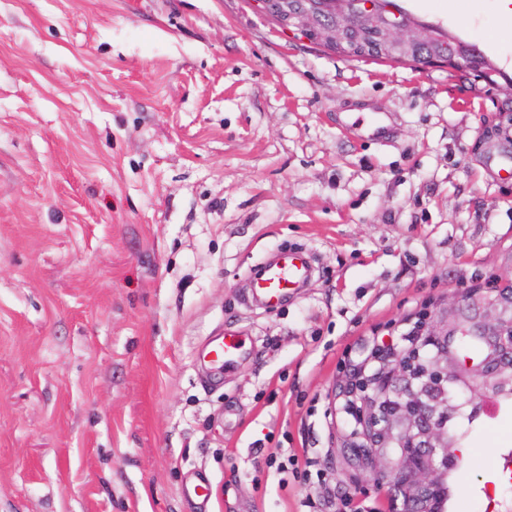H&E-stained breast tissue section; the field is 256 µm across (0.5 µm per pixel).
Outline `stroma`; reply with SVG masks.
Wrapping results in <instances>:
<instances>
[{
  "instance_id": "1",
  "label": "stroma",
  "mask_w": 512,
  "mask_h": 512,
  "mask_svg": "<svg viewBox=\"0 0 512 512\" xmlns=\"http://www.w3.org/2000/svg\"><path fill=\"white\" fill-rule=\"evenodd\" d=\"M456 2L395 0L472 41ZM280 250L313 276L267 309L246 288ZM511 283L512 112L466 72L332 52L250 0H0V512H197L195 473L211 512H400L357 462L352 363ZM222 328L249 353L206 382ZM448 429L447 512H512V404ZM258 447L320 476L280 483ZM184 494L198 501L199 512H210L208 505L211 498V483L206 476H200L196 481L187 484Z\"/></svg>"
}]
</instances>
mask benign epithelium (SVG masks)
I'll list each match as a JSON object with an SVG mask.
<instances>
[{
  "label": "benign epithelium",
  "mask_w": 512,
  "mask_h": 512,
  "mask_svg": "<svg viewBox=\"0 0 512 512\" xmlns=\"http://www.w3.org/2000/svg\"><path fill=\"white\" fill-rule=\"evenodd\" d=\"M255 7L285 29L345 55L416 56L419 63L472 67L466 45L451 34L438 35L411 23L382 0H253ZM483 308L489 324L471 325L488 355L476 372L458 366L453 354L460 319L440 320L430 312L418 318L415 335L434 348V357L414 363L404 348L375 355L370 376L352 374L347 392L357 396V435L367 462L400 452L396 470H373L374 483L402 499V512H441L448 495V412L458 409V390L471 395L512 393V287L469 288L458 297Z\"/></svg>",
  "instance_id": "7a95c632"
}]
</instances>
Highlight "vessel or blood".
<instances>
[{"label":"vessel or blood","mask_w":512,"mask_h":512,"mask_svg":"<svg viewBox=\"0 0 512 512\" xmlns=\"http://www.w3.org/2000/svg\"><path fill=\"white\" fill-rule=\"evenodd\" d=\"M311 275V266L305 254L285 252L263 267L251 281V293L265 306L276 307L283 297L299 287ZM247 354L246 341L237 332L230 331L211 337L202 351L212 378H221L225 370L235 367ZM184 494L197 500L200 512H209L211 483L201 476L186 485Z\"/></svg>","instance_id":"b4317fda"}]
</instances>
